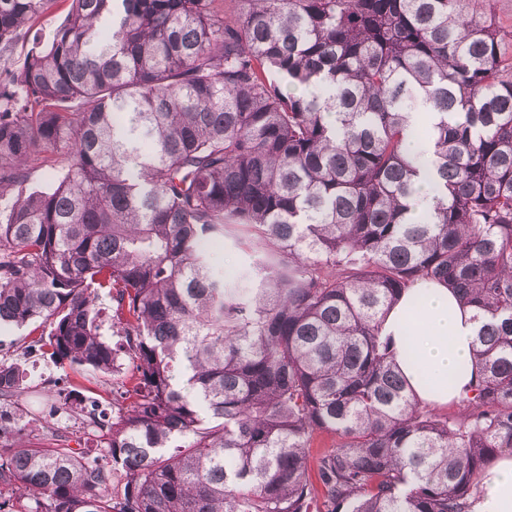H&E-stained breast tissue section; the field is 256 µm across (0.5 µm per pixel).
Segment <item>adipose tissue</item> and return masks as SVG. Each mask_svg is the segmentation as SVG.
<instances>
[{
    "instance_id": "ef3b65f1",
    "label": "adipose tissue",
    "mask_w": 512,
    "mask_h": 512,
    "mask_svg": "<svg viewBox=\"0 0 512 512\" xmlns=\"http://www.w3.org/2000/svg\"><path fill=\"white\" fill-rule=\"evenodd\" d=\"M385 334L396 345L410 344L414 357L398 366L412 393L438 407L460 399L471 382L474 325L443 284L421 281L387 314ZM484 496L477 512H512V455H503L482 477Z\"/></svg>"
}]
</instances>
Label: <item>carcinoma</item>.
Wrapping results in <instances>:
<instances>
[{
  "mask_svg": "<svg viewBox=\"0 0 512 512\" xmlns=\"http://www.w3.org/2000/svg\"><path fill=\"white\" fill-rule=\"evenodd\" d=\"M236 2L70 0L0 72V329L108 375V321L132 400L106 419L65 396L30 444L23 357L0 359L21 492L0 512H475L512 453V55L478 0ZM52 3L0 0V53ZM424 166L438 197L412 223ZM419 280L472 312L457 416L407 391L382 333ZM317 432L336 444L313 458ZM57 422L62 428V434L66 437V444L70 448H78L90 460H95L105 465L111 464L109 459L105 458L100 451L99 438L94 434L88 435L85 433L81 422L78 424V421H74V419L68 420L66 416H63Z\"/></svg>",
  "mask_w": 512,
  "mask_h": 512,
  "instance_id": "cac0c4a2",
  "label": "carcinoma"
}]
</instances>
